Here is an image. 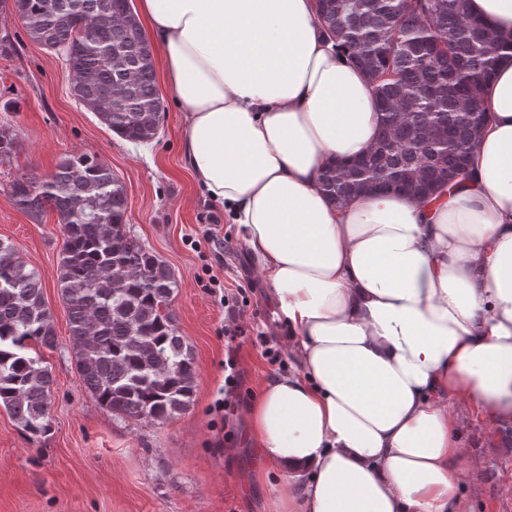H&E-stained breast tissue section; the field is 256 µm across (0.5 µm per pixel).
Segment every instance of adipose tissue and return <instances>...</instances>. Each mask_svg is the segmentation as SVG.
I'll list each match as a JSON object with an SVG mask.
<instances>
[{"label":"adipose tissue","mask_w":512,"mask_h":512,"mask_svg":"<svg viewBox=\"0 0 512 512\" xmlns=\"http://www.w3.org/2000/svg\"><path fill=\"white\" fill-rule=\"evenodd\" d=\"M185 162L230 220L288 325L299 370L250 408L273 512H458L474 411L512 423V54L491 120L433 202L336 205L320 173L378 137L374 88L314 0H140Z\"/></svg>","instance_id":"obj_1"}]
</instances>
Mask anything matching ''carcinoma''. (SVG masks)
I'll return each instance as SVG.
<instances>
[{
	"mask_svg": "<svg viewBox=\"0 0 512 512\" xmlns=\"http://www.w3.org/2000/svg\"><path fill=\"white\" fill-rule=\"evenodd\" d=\"M469 0H316L323 31L370 78L380 132L374 146L321 174L338 203L365 192L430 201L466 173L489 120L480 91L512 35L494 36ZM29 38L66 51L73 96L113 133L152 140L162 110L152 47L129 0H11ZM22 210L51 208L64 237L58 286L68 310L77 373L106 410L166 421L196 387L190 347L169 308L174 273L127 231L124 183L97 157H64L44 179L9 187ZM56 346L42 285L0 240V406L36 438L50 431L53 383L32 345Z\"/></svg>",
	"mask_w": 512,
	"mask_h": 512,
	"instance_id": "cac0c4a2",
	"label": "carcinoma"
}]
</instances>
